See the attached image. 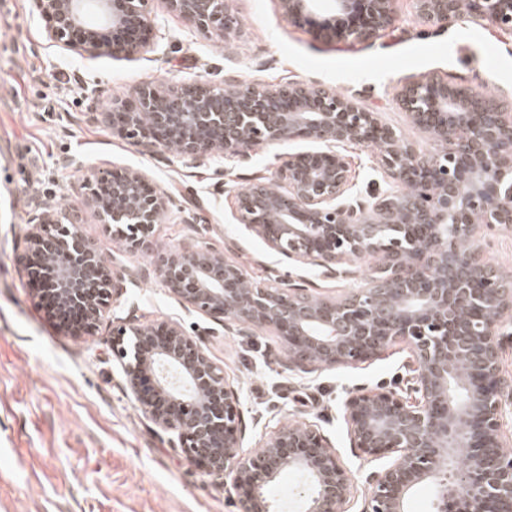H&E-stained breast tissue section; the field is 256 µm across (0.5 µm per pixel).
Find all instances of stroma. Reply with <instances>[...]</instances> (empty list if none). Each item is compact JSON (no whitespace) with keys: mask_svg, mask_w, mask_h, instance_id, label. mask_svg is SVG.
I'll list each match as a JSON object with an SVG mask.
<instances>
[{"mask_svg":"<svg viewBox=\"0 0 512 512\" xmlns=\"http://www.w3.org/2000/svg\"><path fill=\"white\" fill-rule=\"evenodd\" d=\"M227 5L237 28L222 39L155 0L153 51L125 57L60 49L32 0H0V512H239L231 482L192 464L129 390L112 353V325L130 313L144 323L180 322L223 365L239 390L242 451L281 424L317 425L347 468L358 507L380 467L351 448L343 403L359 389L403 388L411 365L405 343L354 367H289L274 330L227 332L170 295L149 256L127 254L87 202L98 170H144L171 199L153 236L158 249L200 238L256 284L284 287L287 261L234 220V193L269 175L277 155L308 150L309 142L259 145L245 161L189 162L113 132L102 115L144 82H303L357 95L425 151V133L396 101L401 83L434 74L512 113V32L471 18L437 27L414 0H395L392 26L350 44L290 19L278 0ZM375 152L371 144L345 147L355 191L381 182ZM41 207L82 210L80 229L120 289L95 335L58 328L25 274L29 219ZM188 215L193 223H185Z\"/></svg>","mask_w":512,"mask_h":512,"instance_id":"1","label":"stroma"}]
</instances>
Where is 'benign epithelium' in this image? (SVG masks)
I'll return each instance as SVG.
<instances>
[{
    "label": "benign epithelium",
    "mask_w": 512,
    "mask_h": 512,
    "mask_svg": "<svg viewBox=\"0 0 512 512\" xmlns=\"http://www.w3.org/2000/svg\"><path fill=\"white\" fill-rule=\"evenodd\" d=\"M153 0H34L49 39L74 52L153 49ZM170 11L218 37L236 26L224 0H165ZM294 20L322 7V30L349 42L378 36L394 22L393 0H281ZM420 16L444 26L480 18L512 31V0H416ZM95 11L100 25L88 23ZM112 31V45L102 35ZM398 104L428 135L418 150L357 97L303 83L244 88L195 82L140 84L108 113L119 134L174 149L194 161L211 154L246 159L257 145L305 139L319 148L288 155L264 183L235 192V219L274 254L341 279L350 264L377 258L365 283L337 299L305 288H254L240 264L205 242L157 255L155 271L181 303L242 333L271 328L288 362L311 372L380 356L396 341L414 361L409 400L396 391L359 390L343 403L353 447L386 462L370 476L360 512H405L422 481L436 492L435 512H512V436L503 430L512 379L501 375L504 329L512 327V277L486 276L480 230L512 225V113L493 99L421 75L402 85ZM373 144L384 186L353 191L341 149ZM112 203L92 193L99 220L131 255L144 252L170 198L143 170L95 176ZM70 215L34 214L32 254L57 256L36 274L37 293L59 299L91 334L113 295L102 254ZM392 228L390 242L379 230ZM112 352L150 419L174 434L188 459L231 480L240 512H272L267 491L285 471L304 481L303 512H351L354 485L336 450L314 424H282L248 455L238 389L224 367L174 320L144 324L128 316L112 328Z\"/></svg>",
    "instance_id": "obj_1"
}]
</instances>
